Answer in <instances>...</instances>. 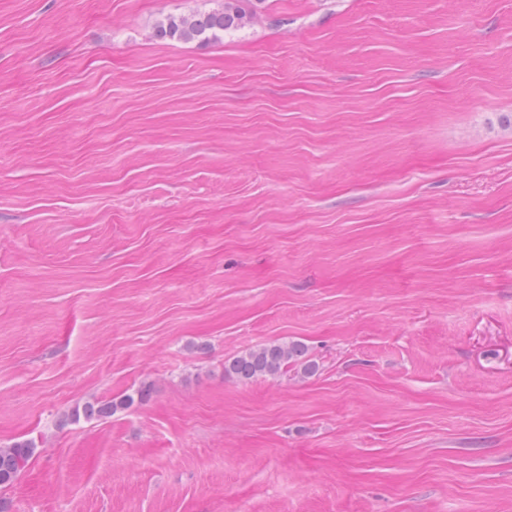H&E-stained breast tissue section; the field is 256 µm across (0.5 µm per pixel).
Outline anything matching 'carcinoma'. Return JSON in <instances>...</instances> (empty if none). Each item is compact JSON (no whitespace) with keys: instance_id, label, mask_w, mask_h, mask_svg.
<instances>
[{"instance_id":"1","label":"carcinoma","mask_w":512,"mask_h":512,"mask_svg":"<svg viewBox=\"0 0 512 512\" xmlns=\"http://www.w3.org/2000/svg\"><path fill=\"white\" fill-rule=\"evenodd\" d=\"M256 9L246 11L236 5V0H224V9L203 14L169 15L155 27V36L160 40L201 43L216 42L224 33L237 31L257 19ZM300 366L305 375L318 370V364L308 358L307 347L300 342H271L250 349L224 363V374L241 382L255 378L274 379L291 365ZM147 389L137 391V396H126L118 402L87 404L73 409L66 419L76 422L80 417L111 414L117 409L133 403L134 399L144 400ZM34 451L29 441L15 442L0 448V486L9 485L20 473Z\"/></svg>"}]
</instances>
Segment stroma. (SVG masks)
<instances>
[{
    "label": "stroma",
    "mask_w": 512,
    "mask_h": 512,
    "mask_svg": "<svg viewBox=\"0 0 512 512\" xmlns=\"http://www.w3.org/2000/svg\"><path fill=\"white\" fill-rule=\"evenodd\" d=\"M223 7L0 0V506L512 512V0ZM225 0L224 9L203 14L169 15L155 27L160 40L209 43L220 41L224 33L237 31L257 19L255 8L245 11L234 2ZM299 365L304 375L314 374L318 364L308 358L307 347L300 342H271L250 349L224 363V374L241 382L255 378L274 379L290 365ZM134 398L132 395L126 396L124 399L118 402H107L104 404H87L83 406L81 409L79 407L74 408L68 415H66V420L71 422L79 421L80 416L82 415L85 418H90L93 415H103V414H112L118 408H122L123 406L129 405L133 403ZM33 451L34 446L29 441L0 448V486L9 485L18 476Z\"/></svg>",
    "instance_id": "1"
}]
</instances>
